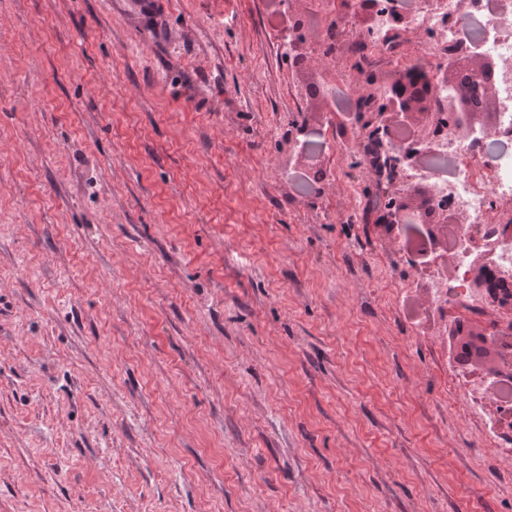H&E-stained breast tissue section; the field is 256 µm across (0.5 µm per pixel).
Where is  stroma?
Here are the masks:
<instances>
[{"instance_id": "35a3bbf8", "label": "stroma", "mask_w": 512, "mask_h": 512, "mask_svg": "<svg viewBox=\"0 0 512 512\" xmlns=\"http://www.w3.org/2000/svg\"><path fill=\"white\" fill-rule=\"evenodd\" d=\"M280 30L0 0V512H512ZM298 117L337 146L318 196Z\"/></svg>"}]
</instances>
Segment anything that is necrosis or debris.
Returning <instances> with one entry per match:
<instances>
[{
    "label": "necrosis or debris",
    "instance_id": "4bbe7bcc",
    "mask_svg": "<svg viewBox=\"0 0 512 512\" xmlns=\"http://www.w3.org/2000/svg\"><path fill=\"white\" fill-rule=\"evenodd\" d=\"M337 29L343 34L344 49L354 54L357 45H366L374 63L386 64L395 71L423 70L436 86L433 96L447 100V86L438 84L440 69L449 59L480 52L491 61L512 68V0H467L465 11H458L457 0H333ZM374 13L371 30L353 25L359 12ZM404 16L409 26L430 32L431 38L420 59L399 57L390 37L396 16ZM413 185L435 184L430 197V211L450 215L468 213V224L448 227L446 246L452 260V275L446 287L433 289L428 308H454L457 319L467 320L489 307H497L492 293L473 286L474 267L471 252L475 247L491 244L496 250L498 266L512 268V236L501 235L497 224L489 219L500 200L512 199V104L493 115L492 131L476 133L453 143H439L420 168L410 171ZM498 309L499 329L512 336V309ZM475 371L449 366L448 379L465 392V413L477 420L483 436L498 456L512 459V384L506 385L498 400V416L486 414L485 397L471 387Z\"/></svg>",
    "mask_w": 512,
    "mask_h": 512
}]
</instances>
